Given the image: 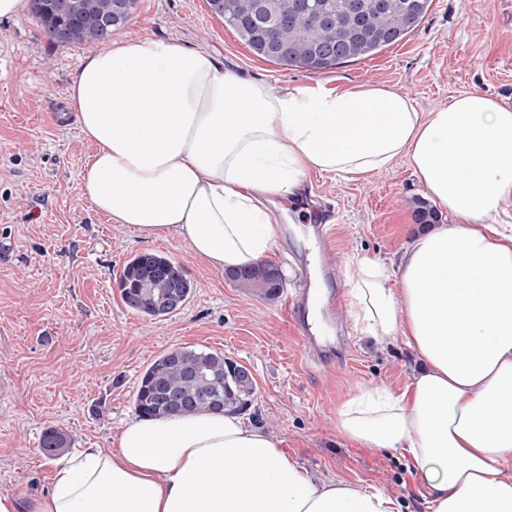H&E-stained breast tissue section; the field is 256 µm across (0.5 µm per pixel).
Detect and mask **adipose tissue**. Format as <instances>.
<instances>
[{"label": "adipose tissue", "mask_w": 512, "mask_h": 512, "mask_svg": "<svg viewBox=\"0 0 512 512\" xmlns=\"http://www.w3.org/2000/svg\"><path fill=\"white\" fill-rule=\"evenodd\" d=\"M73 117L95 146L82 194L113 223L177 237L219 271L263 262L276 201L309 171L364 180L407 159L448 224L421 231L394 269L358 258L351 321L402 340L420 369L401 391H361L337 425L364 448L405 452L430 512H512V106L467 93L429 112L383 85L281 89L209 51L137 39L89 57ZM0 512H402L375 488L316 483L279 439L238 415L125 422L111 448L58 463L48 487Z\"/></svg>", "instance_id": "adipose-tissue-1"}]
</instances>
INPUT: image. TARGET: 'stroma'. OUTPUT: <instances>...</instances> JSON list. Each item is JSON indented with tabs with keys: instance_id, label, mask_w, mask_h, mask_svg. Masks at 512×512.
Listing matches in <instances>:
<instances>
[{
	"instance_id": "obj_1",
	"label": "stroma",
	"mask_w": 512,
	"mask_h": 512,
	"mask_svg": "<svg viewBox=\"0 0 512 512\" xmlns=\"http://www.w3.org/2000/svg\"><path fill=\"white\" fill-rule=\"evenodd\" d=\"M136 37L206 49L225 68L281 88L381 84L423 112L471 92L512 102V0H432L400 42L327 71L257 57L207 0H137L112 40ZM98 50L50 43L26 10L0 19V493L25 498L49 484L56 460L41 449L47 430L67 434L71 453L113 446L136 416L142 373L165 351L190 346L251 369L256 391L242 420L272 431L313 477L371 486L398 497L403 512H428L400 451L352 445L336 424L351 395L402 390L419 368L413 353L366 338L340 306L334 321L350 351L314 365L285 307L299 255L314 250L313 200L331 212L333 284L345 286L355 258L393 264L419 229L417 203L429 199L408 161L364 181L310 174L300 197L284 201L289 220L267 258L282 273V293L263 297L206 266L183 241L143 237L84 198L95 147L74 122L69 87ZM144 253L181 264L193 285L184 305L161 318L127 308L120 296L124 264Z\"/></svg>"
}]
</instances>
